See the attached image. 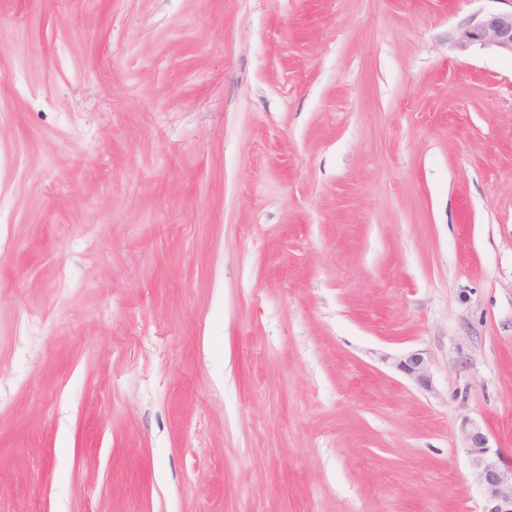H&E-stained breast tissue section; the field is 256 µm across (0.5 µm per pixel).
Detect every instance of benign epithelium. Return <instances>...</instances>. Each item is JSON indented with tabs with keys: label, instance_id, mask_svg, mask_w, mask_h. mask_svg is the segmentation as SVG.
Returning a JSON list of instances; mask_svg holds the SVG:
<instances>
[{
	"label": "benign epithelium",
	"instance_id": "1",
	"mask_svg": "<svg viewBox=\"0 0 512 512\" xmlns=\"http://www.w3.org/2000/svg\"><path fill=\"white\" fill-rule=\"evenodd\" d=\"M458 47L480 46L512 55V11L475 13L454 31ZM397 367L419 388H432L429 356L411 350L397 360ZM463 449L483 497L481 512H512V464L504 462L499 449L490 446L484 427L466 422L461 427Z\"/></svg>",
	"mask_w": 512,
	"mask_h": 512
}]
</instances>
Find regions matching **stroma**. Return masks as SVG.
<instances>
[{
    "instance_id": "35a3bbf8",
    "label": "stroma",
    "mask_w": 512,
    "mask_h": 512,
    "mask_svg": "<svg viewBox=\"0 0 512 512\" xmlns=\"http://www.w3.org/2000/svg\"><path fill=\"white\" fill-rule=\"evenodd\" d=\"M479 10L512 0H0V512H479L462 424L512 461ZM397 367L420 389L432 388L429 372V356L425 350H411L397 360Z\"/></svg>"
}]
</instances>
